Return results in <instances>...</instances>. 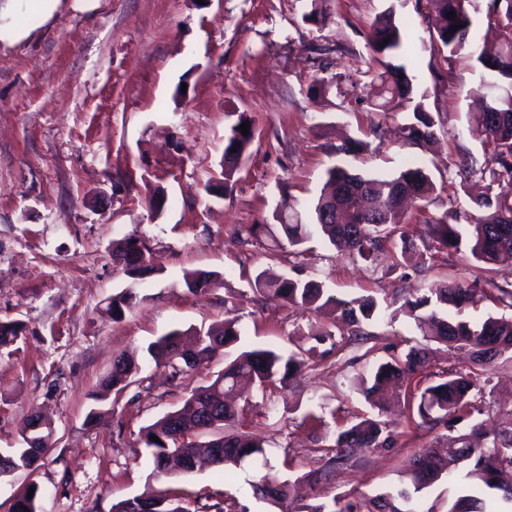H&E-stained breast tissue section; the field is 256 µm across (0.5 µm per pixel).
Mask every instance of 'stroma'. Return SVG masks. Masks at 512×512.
<instances>
[{
    "instance_id": "35a3bbf8",
    "label": "stroma",
    "mask_w": 512,
    "mask_h": 512,
    "mask_svg": "<svg viewBox=\"0 0 512 512\" xmlns=\"http://www.w3.org/2000/svg\"><path fill=\"white\" fill-rule=\"evenodd\" d=\"M390 5L410 36L405 62L428 94L438 140L426 150L375 140L350 164L389 174L416 158L431 170L437 190L429 206L402 217L418 257L400 261L396 238L372 265L319 238L302 256L236 246L235 225L271 224L287 212L286 198L309 201L335 161L332 145L365 138L374 117L365 34ZM307 9V0H46L40 9L34 0H0V321L22 326L0 347V451L18 447L34 411L56 430L34 470L0 481V512L31 483L41 490L38 512H112L121 500L167 488L271 512L246 483L253 465L157 478L141 444L145 427L224 366L216 356L175 387L147 345L176 328L219 324L230 307L243 344L324 351L285 390L250 393L244 425L264 440L281 478L320 468L335 429L370 409L353 387L366 373L364 348L328 336L323 313L253 293L248 272L297 270L337 298L372 297L397 310L396 319L367 326L382 357L420 340L399 308L425 284L466 282L476 289L466 316L495 312L491 286L512 282V262L484 270L425 232L448 207L471 210L483 190L457 167L464 154L483 155L472 134L475 58L447 61L433 51L425 0H331L318 24L304 20ZM323 77L339 91L320 90ZM242 115L254 139L228 191L210 194L225 136ZM160 191L167 203L155 213L149 202ZM131 233L163 272L142 281L139 303L116 321L104 307L128 277L112 254ZM195 270L219 272L220 285L189 293L180 281ZM122 353L136 354L141 369L110 415L88 425L91 395ZM490 388L483 418L492 427L512 419V362L497 361ZM315 402L330 410L325 422L308 419ZM390 417L395 446L355 449V466L328 484L329 494L380 493L398 484L410 458L438 446L404 403L393 404Z\"/></svg>"
}]
</instances>
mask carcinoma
I'll return each instance as SVG.
<instances>
[{"label": "carcinoma", "instance_id": "obj_1", "mask_svg": "<svg viewBox=\"0 0 512 512\" xmlns=\"http://www.w3.org/2000/svg\"><path fill=\"white\" fill-rule=\"evenodd\" d=\"M427 22L432 30L433 48L449 59L458 52L473 47L472 15L486 6L489 25L485 38L498 45L495 54L476 51V62L482 78L475 92L489 95L478 113L473 133L481 141L486 159L478 166L463 161L468 172L488 181V193L473 201V212L466 214L465 223L455 210L427 225L428 234L447 250L469 249L478 263L494 266L512 261V0H427ZM455 16L448 17L449 13ZM456 31H451V27ZM367 47L378 69L373 71L376 102L370 134L381 141L390 139L402 146L425 148L436 138V123L426 107L427 94L419 91L407 73L406 65L395 60L407 41L406 32L396 21L390 6L376 16L366 35ZM413 104L412 116L395 127L386 118L403 103ZM230 127L224 148V186H229L242 157L253 140V131L242 134L238 125ZM369 142L346 140L333 148L339 157L326 172V182L320 192L303 206V210L288 205L286 224H239L234 231L235 242L242 246L256 244L268 237L278 248L288 244L298 248L315 236L329 242L339 251H347L366 263H374L382 251L383 241L398 237L401 254H406L411 241L404 225L397 223L400 196L410 194L412 207L421 209L430 203L437 190L435 182L422 167H407L391 176L368 175L353 170L343 158L362 153ZM148 249L142 240L125 236L116 248L115 261L122 265L133 280L149 274H163V269L147 259ZM220 282L213 271L184 273L180 285L197 293ZM251 289L286 306L301 307L333 315V326L340 336L367 340L371 334L362 326L381 315L373 298L342 301L327 294L326 289L312 280L291 275L258 271L249 281ZM495 302L502 309H512V285H493ZM471 299V289L458 283H436L422 289L421 295L405 302L421 332L422 341L401 355L376 362L367 376L357 381L366 399L379 408L383 396H404L419 418L417 426L429 431L449 428L448 417L465 412L482 414L485 386L490 382V369L504 353L512 351V317L489 315L473 322L464 315ZM137 293L121 289L112 295L107 311L112 319L122 318L136 304ZM224 323L204 332L194 328L172 330L152 342L147 353L155 366L169 371L177 385L187 372L213 360L224 351V369L206 385L196 387L185 398L183 406L171 411L147 426L142 443L147 449L155 476L168 477L175 473H191L201 461V454L217 445L220 457L214 464L229 471L244 463L266 457L264 442L240 431L251 407L248 399L238 403L236 389L240 379H250L261 391L285 388L288 381L320 358L317 347L300 353L284 349L243 347L233 309ZM466 350L472 353L480 371L463 372L451 369L442 373L427 372L432 345ZM140 371V363L121 354L114 358L112 370L103 378L94 394V407L87 414L91 424L110 414V397H119ZM212 434L199 444L195 437ZM157 437L153 441L150 436ZM398 432L381 417H360L336 434L334 444L325 449L326 463L318 472L307 473L301 480L320 488L332 476L354 465L350 449L360 446L393 447ZM31 436L45 440L42 446L23 442L0 454V472L15 468L28 469L40 454L51 447L50 432L37 431ZM484 437L483 422L475 420L465 434L445 435L444 454L436 452L417 455L403 469V484L394 491L378 494L352 503L347 495L335 496L332 502L307 506V512H425L421 506L423 490L448 474V459L465 463L457 480L465 483L468 494L460 497L448 512H499L487 509L482 495L497 492L503 508L512 505V427L498 431L487 446L476 443ZM253 497L272 507L283 509L290 499L292 483L267 471L248 481ZM39 489H24L10 504L8 512H37ZM182 495L168 489L151 497H132L112 506V512H241L237 503L224 499L204 504L192 511L181 505Z\"/></svg>", "mask_w": 512, "mask_h": 512}]
</instances>
